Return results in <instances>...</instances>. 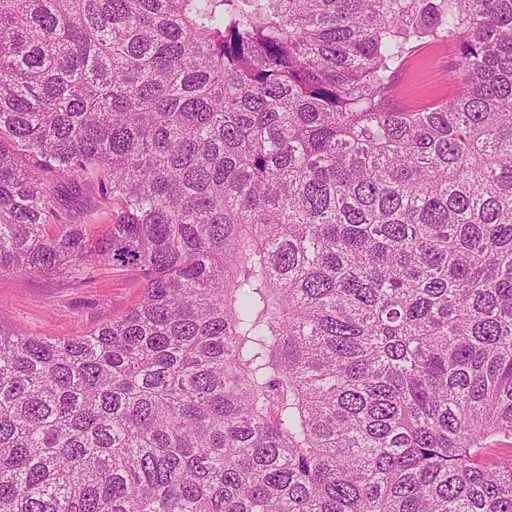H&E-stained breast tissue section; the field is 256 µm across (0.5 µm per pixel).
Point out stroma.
Here are the masks:
<instances>
[{
    "label": "stroma",
    "mask_w": 512,
    "mask_h": 512,
    "mask_svg": "<svg viewBox=\"0 0 512 512\" xmlns=\"http://www.w3.org/2000/svg\"><path fill=\"white\" fill-rule=\"evenodd\" d=\"M448 62L446 48L420 49L397 77L400 101L421 108L453 94L457 86L448 76ZM45 188L55 223L81 221L93 237L102 236L111 224L112 202L96 177L51 175ZM144 288L138 272L105 265L92 256L58 273L7 272L0 275V332L51 340L82 336L126 314Z\"/></svg>",
    "instance_id": "obj_1"
}]
</instances>
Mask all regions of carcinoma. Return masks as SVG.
<instances>
[{"instance_id":"cac0c4a2","label":"carcinoma","mask_w":512,"mask_h":512,"mask_svg":"<svg viewBox=\"0 0 512 512\" xmlns=\"http://www.w3.org/2000/svg\"><path fill=\"white\" fill-rule=\"evenodd\" d=\"M91 254L143 296L0 333V512H512V0H0V274ZM452 46L420 49L397 77L399 99L406 106L421 108L453 94L457 85L448 76ZM45 189L54 209L51 224H69L72 220L90 224L87 233L95 238L102 236L108 224H112V200L104 196L96 177L88 174L77 177L49 175Z\"/></svg>"}]
</instances>
